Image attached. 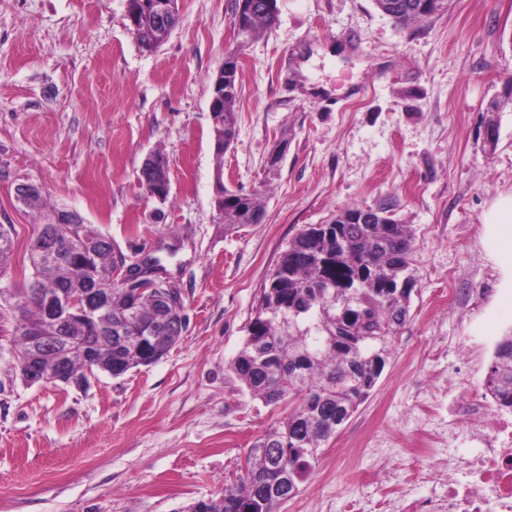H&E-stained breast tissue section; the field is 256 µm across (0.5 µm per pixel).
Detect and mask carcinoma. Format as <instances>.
<instances>
[{
    "label": "carcinoma",
    "mask_w": 512,
    "mask_h": 512,
    "mask_svg": "<svg viewBox=\"0 0 512 512\" xmlns=\"http://www.w3.org/2000/svg\"><path fill=\"white\" fill-rule=\"evenodd\" d=\"M239 36L250 41L275 23L265 0H250ZM399 23L431 17L445 0H375ZM141 47L157 46L150 9L140 11ZM238 65L224 70V120L212 126L221 155L237 139L235 104ZM224 229L262 221L255 194L221 188ZM374 224H308L283 250L264 286L261 303L247 329L231 370L255 399L267 406L292 405L282 425L258 440L247 454L236 485L217 498L201 499L187 512H276L283 495H265L263 485L288 476V489L299 491L313 471L320 448L356 411L380 377L393 335L407 322L410 295L398 284L415 281L409 273L413 236L393 218L390 204L377 207ZM58 258L39 262L28 253L33 280H53L76 291L112 279L117 256L112 241L78 250V225H56ZM14 228L0 224V277L13 254ZM12 312L10 341L18 357L31 349L26 333L37 326L45 336L59 335L42 304L25 288L0 285V310ZM70 363L83 375L92 363L119 376L160 359L177 341L150 295L129 307L124 292L112 289V314L75 319ZM83 344H97L102 355L85 357ZM491 396L512 397V335L499 341L486 380Z\"/></svg>",
    "instance_id": "carcinoma-1"
}]
</instances>
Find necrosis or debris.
Instances as JSON below:
<instances>
[{
  "label": "necrosis or debris",
  "mask_w": 512,
  "mask_h": 512,
  "mask_svg": "<svg viewBox=\"0 0 512 512\" xmlns=\"http://www.w3.org/2000/svg\"><path fill=\"white\" fill-rule=\"evenodd\" d=\"M453 414L480 442L472 457L448 460V512H512V402L488 403L485 388L462 390Z\"/></svg>",
  "instance_id": "necrosis-or-debris-1"
}]
</instances>
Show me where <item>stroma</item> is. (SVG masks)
<instances>
[{
	"mask_svg": "<svg viewBox=\"0 0 512 512\" xmlns=\"http://www.w3.org/2000/svg\"><path fill=\"white\" fill-rule=\"evenodd\" d=\"M235 8L178 0L176 28L148 51L125 0H0V224L14 227L0 280L32 281L40 218L15 200L28 180L127 263L159 257L185 320L150 365L32 386L0 320V512H186L234 485L288 407L253 399L230 364L289 241L351 206L389 202L409 225V319L278 512H446L449 455L478 451L448 408L512 333L502 231L484 221L512 194V0H449L404 24L374 0H276L273 27L242 49ZM235 48L238 137L219 155L209 103ZM153 153L169 162L163 203L138 181ZM219 181L257 193L261 223L225 230Z\"/></svg>",
	"mask_w": 512,
	"mask_h": 512,
	"instance_id": "35a3bbf8",
	"label": "stroma"
}]
</instances>
